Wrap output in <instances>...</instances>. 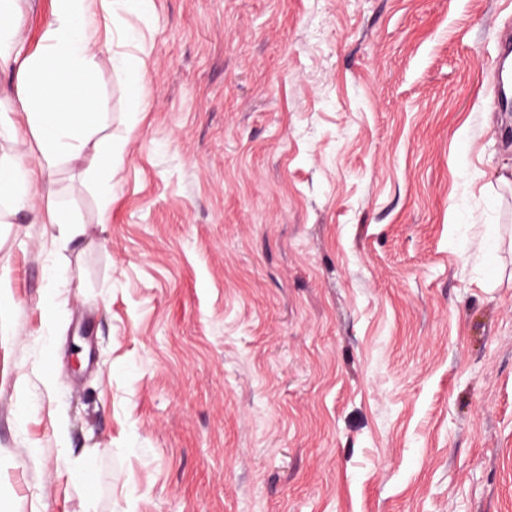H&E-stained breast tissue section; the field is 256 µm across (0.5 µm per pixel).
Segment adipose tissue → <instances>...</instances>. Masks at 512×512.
Here are the masks:
<instances>
[{"label": "adipose tissue", "instance_id": "ef3b65f1", "mask_svg": "<svg viewBox=\"0 0 512 512\" xmlns=\"http://www.w3.org/2000/svg\"><path fill=\"white\" fill-rule=\"evenodd\" d=\"M88 0H53V20L44 49L23 53L12 0H0V63L14 64L18 71L17 95L27 124L40 152L39 165L52 170L60 158H77L93 149L99 167L111 168L112 148L95 139L88 118L99 108L97 97L70 102L68 75L90 83L97 49L91 35ZM29 172L21 157L0 156V202L32 207L34 199L45 203L50 223L71 224V217L54 201L51 182L38 189L29 186Z\"/></svg>", "mask_w": 512, "mask_h": 512}]
</instances>
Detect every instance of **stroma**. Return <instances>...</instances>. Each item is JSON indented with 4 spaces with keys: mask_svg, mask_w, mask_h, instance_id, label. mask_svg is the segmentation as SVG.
Masks as SVG:
<instances>
[{
    "mask_svg": "<svg viewBox=\"0 0 512 512\" xmlns=\"http://www.w3.org/2000/svg\"><path fill=\"white\" fill-rule=\"evenodd\" d=\"M90 11L112 201L0 205V512H512V0Z\"/></svg>",
    "mask_w": 512,
    "mask_h": 512,
    "instance_id": "35a3bbf8",
    "label": "stroma"
}]
</instances>
